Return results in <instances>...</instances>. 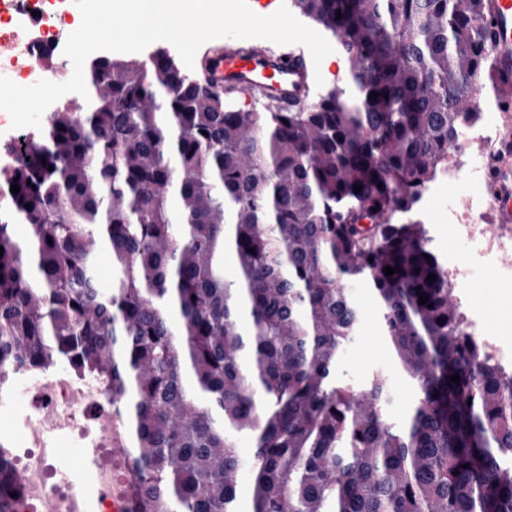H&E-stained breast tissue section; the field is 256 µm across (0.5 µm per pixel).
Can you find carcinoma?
Masks as SVG:
<instances>
[{"label": "carcinoma", "mask_w": 512, "mask_h": 512, "mask_svg": "<svg viewBox=\"0 0 512 512\" xmlns=\"http://www.w3.org/2000/svg\"><path fill=\"white\" fill-rule=\"evenodd\" d=\"M288 7L338 39L350 94L260 111L164 49L105 56L86 69L89 99L5 146L0 370L106 378L140 512H237L243 433L252 512H512V373L466 332L417 217L480 117L484 0ZM349 282L374 295L417 391L402 422L385 373L336 383L363 319ZM15 491L1 471L0 512Z\"/></svg>", "instance_id": "carcinoma-1"}]
</instances>
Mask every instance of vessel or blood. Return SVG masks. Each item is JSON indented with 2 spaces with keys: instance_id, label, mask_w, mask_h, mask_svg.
Returning <instances> with one entry per match:
<instances>
[{
  "instance_id": "obj_1",
  "label": "vessel or blood",
  "mask_w": 512,
  "mask_h": 512,
  "mask_svg": "<svg viewBox=\"0 0 512 512\" xmlns=\"http://www.w3.org/2000/svg\"><path fill=\"white\" fill-rule=\"evenodd\" d=\"M488 30L494 53V79L503 106L512 105V0H486ZM214 88L239 92L254 100L270 99L288 107L307 99L314 87L311 63L303 55H276L265 50H216L205 61ZM497 221L512 225V163L490 172Z\"/></svg>"
}]
</instances>
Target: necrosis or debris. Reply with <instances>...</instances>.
Returning <instances> with one entry per match:
<instances>
[{
    "instance_id": "obj_1",
    "label": "necrosis or debris",
    "mask_w": 512,
    "mask_h": 512,
    "mask_svg": "<svg viewBox=\"0 0 512 512\" xmlns=\"http://www.w3.org/2000/svg\"><path fill=\"white\" fill-rule=\"evenodd\" d=\"M73 0H0V72L18 85L38 79L60 83L70 77L64 53L68 36L77 30ZM499 128L471 126L462 144L448 154V169L440 184L468 180L473 190L448 211V228L475 246L470 258L448 261V280L465 285L485 264L512 279V231L492 223L495 207L485 172L475 166L466 145H491ZM30 396L27 417L13 420L0 432V463L17 478L13 512H86L80 478L60 460L57 442L68 437L97 453V500L100 512H130L136 495L121 444L125 432L112 410V390L97 375H76L70 369L15 368L0 372V412L9 409L19 391Z\"/></svg>"
}]
</instances>
